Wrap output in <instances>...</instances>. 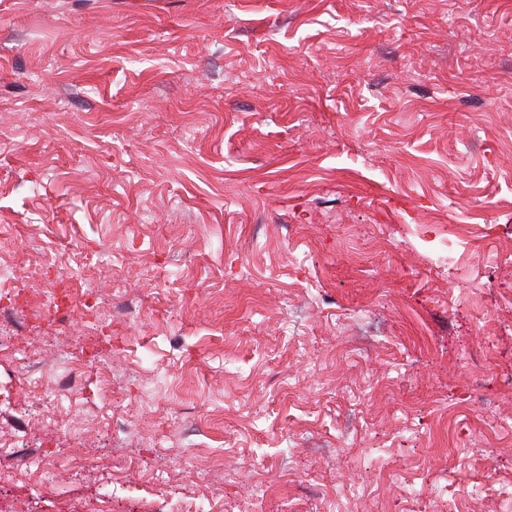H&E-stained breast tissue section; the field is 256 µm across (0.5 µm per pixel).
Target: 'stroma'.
<instances>
[{
    "instance_id": "1",
    "label": "stroma",
    "mask_w": 512,
    "mask_h": 512,
    "mask_svg": "<svg viewBox=\"0 0 512 512\" xmlns=\"http://www.w3.org/2000/svg\"><path fill=\"white\" fill-rule=\"evenodd\" d=\"M1 264L0 512H512V0H0ZM81 389H83L81 375L78 371L73 370V374L67 373L59 378L54 388L45 390L42 393L41 405L46 412L47 420L54 425L62 424V421L54 414L55 409L61 405L64 400H70V398Z\"/></svg>"
}]
</instances>
